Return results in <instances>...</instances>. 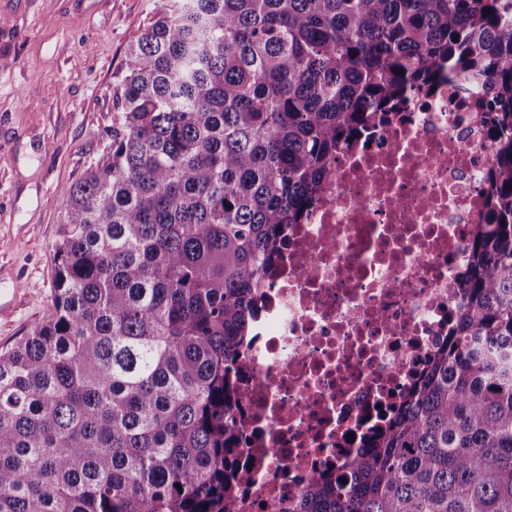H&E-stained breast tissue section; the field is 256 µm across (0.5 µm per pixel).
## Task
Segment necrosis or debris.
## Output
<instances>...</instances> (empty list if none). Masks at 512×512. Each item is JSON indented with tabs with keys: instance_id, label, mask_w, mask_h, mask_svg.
<instances>
[{
	"instance_id": "4bbe7bcc",
	"label": "necrosis or debris",
	"mask_w": 512,
	"mask_h": 512,
	"mask_svg": "<svg viewBox=\"0 0 512 512\" xmlns=\"http://www.w3.org/2000/svg\"><path fill=\"white\" fill-rule=\"evenodd\" d=\"M484 98L443 79L401 102L289 225L239 359L246 441L230 512H285L313 470L385 425L445 342L495 161Z\"/></svg>"
}]
</instances>
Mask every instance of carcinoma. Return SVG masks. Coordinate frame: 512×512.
I'll return each mask as SVG.
<instances>
[{"label": "carcinoma", "instance_id": "1", "mask_svg": "<svg viewBox=\"0 0 512 512\" xmlns=\"http://www.w3.org/2000/svg\"><path fill=\"white\" fill-rule=\"evenodd\" d=\"M489 15H484V12ZM495 162L448 340L288 512H512V0H182L59 197L53 312L0 352V512H228L233 364L331 162L443 75Z\"/></svg>", "mask_w": 512, "mask_h": 512}]
</instances>
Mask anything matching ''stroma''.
<instances>
[{
  "mask_svg": "<svg viewBox=\"0 0 512 512\" xmlns=\"http://www.w3.org/2000/svg\"><path fill=\"white\" fill-rule=\"evenodd\" d=\"M175 0H0V351L52 312L61 191L102 154L112 77Z\"/></svg>",
  "mask_w": 512,
  "mask_h": 512,
  "instance_id": "stroma-1",
  "label": "stroma"
}]
</instances>
